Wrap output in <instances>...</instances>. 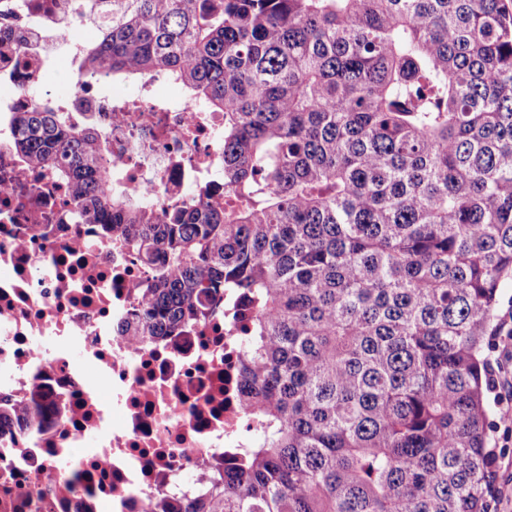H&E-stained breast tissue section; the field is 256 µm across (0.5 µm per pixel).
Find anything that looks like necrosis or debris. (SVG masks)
Returning <instances> with one entry per match:
<instances>
[{"mask_svg":"<svg viewBox=\"0 0 512 512\" xmlns=\"http://www.w3.org/2000/svg\"><path fill=\"white\" fill-rule=\"evenodd\" d=\"M100 0H0V512H184L253 425L238 357L239 297L191 327L134 343L131 287L149 272L85 219L50 168L18 150L19 116L49 72L77 68ZM75 80L55 96L74 128L94 125L113 161L112 193L155 211L224 199V115ZM36 432L25 427L31 389Z\"/></svg>","mask_w":512,"mask_h":512,"instance_id":"obj_1","label":"necrosis or debris"}]
</instances>
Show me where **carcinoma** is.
I'll use <instances>...</instances> for the list:
<instances>
[{
  "instance_id": "carcinoma-1",
  "label": "carcinoma",
  "mask_w": 512,
  "mask_h": 512,
  "mask_svg": "<svg viewBox=\"0 0 512 512\" xmlns=\"http://www.w3.org/2000/svg\"><path fill=\"white\" fill-rule=\"evenodd\" d=\"M92 79L224 113V206L109 192L101 132L19 148L141 254L137 341L251 305L256 421L186 512H490L486 340L512 277V0H112Z\"/></svg>"
}]
</instances>
